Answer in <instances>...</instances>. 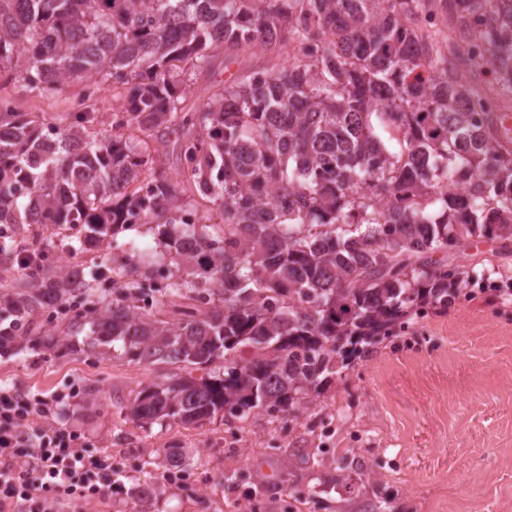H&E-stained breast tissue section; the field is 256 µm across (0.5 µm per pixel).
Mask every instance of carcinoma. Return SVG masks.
Wrapping results in <instances>:
<instances>
[{"label":"carcinoma","mask_w":512,"mask_h":512,"mask_svg":"<svg viewBox=\"0 0 512 512\" xmlns=\"http://www.w3.org/2000/svg\"><path fill=\"white\" fill-rule=\"evenodd\" d=\"M431 0H0V76L52 95L70 80L129 86L112 130L88 108L55 125L0 103V227L49 224L104 239L167 224L168 283L150 297L155 256L107 271L44 263L0 292L21 324L50 300L66 334L95 335L138 361L182 364L140 390L132 420L294 414L409 319L448 309L484 279L440 246L481 239L512 252V130L491 94L421 23ZM488 23L473 66L495 62L512 93V0H443ZM258 45L277 60L186 108L189 70ZM136 128L174 141L182 168L152 166ZM192 183L220 225L182 197ZM112 273V301L92 282ZM181 318H165V308ZM224 360V371L208 367Z\"/></svg>","instance_id":"carcinoma-1"}]
</instances>
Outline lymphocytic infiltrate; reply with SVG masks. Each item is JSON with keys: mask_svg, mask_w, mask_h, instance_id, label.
<instances>
[{"mask_svg": "<svg viewBox=\"0 0 512 512\" xmlns=\"http://www.w3.org/2000/svg\"><path fill=\"white\" fill-rule=\"evenodd\" d=\"M58 400L0 386V512H82L121 489L110 453L49 424Z\"/></svg>", "mask_w": 512, "mask_h": 512, "instance_id": "obj_1", "label": "lymphocytic infiltrate"}]
</instances>
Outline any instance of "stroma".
I'll return each mask as SVG.
<instances>
[{
  "label": "stroma",
  "instance_id": "obj_1",
  "mask_svg": "<svg viewBox=\"0 0 512 512\" xmlns=\"http://www.w3.org/2000/svg\"><path fill=\"white\" fill-rule=\"evenodd\" d=\"M234 58L228 66L216 57L196 75L188 104L272 64L257 46ZM85 90L75 80L42 97L22 80L1 79L0 102L56 123L78 109ZM25 237L26 246L49 249L55 264L86 271L166 242L157 224L75 251L41 224ZM448 262L512 276V255L489 241L449 251ZM177 371L108 346L88 351L65 335L52 305L33 317L29 339L0 350L1 385L62 394L57 423L111 452L121 469L123 492L84 512H138L147 494L153 512H362L377 482L393 493L390 512H512V297L465 288L448 310L413 321L294 415L257 409L228 422H132L136 393ZM183 459L184 479L167 483L166 471ZM341 468L370 480L348 491L335 482Z\"/></svg>",
  "mask_w": 512,
  "mask_h": 512
}]
</instances>
